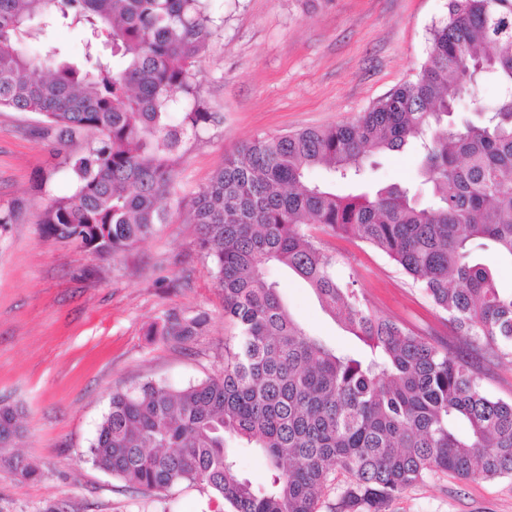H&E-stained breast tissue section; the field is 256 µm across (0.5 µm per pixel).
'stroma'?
I'll use <instances>...</instances> for the list:
<instances>
[{"instance_id":"1","label":"stroma","mask_w":512,"mask_h":512,"mask_svg":"<svg viewBox=\"0 0 512 512\" xmlns=\"http://www.w3.org/2000/svg\"><path fill=\"white\" fill-rule=\"evenodd\" d=\"M213 37L199 63V94L217 123L181 144L178 195L206 185L225 156L262 136L352 122L414 81L448 0H207ZM38 116L0 112V208L21 205L0 228V399L18 406L17 450L38 469L0 473V512H210L180 487L158 496L128 489L88 456L113 392L147 381L180 389L224 367V299L197 246L195 225L173 217L112 258L39 236L37 209L73 185L41 138ZM418 177L413 147L378 157L370 183ZM337 271L379 315L467 354L485 392L512 401V364L469 348L425 293L359 238L325 237ZM291 315L338 348L356 339L293 273L271 268ZM204 314L189 347L167 340V315ZM385 512H512V477L462 480L437 471L390 500Z\"/></svg>"}]
</instances>
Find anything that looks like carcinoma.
<instances>
[{
  "mask_svg": "<svg viewBox=\"0 0 512 512\" xmlns=\"http://www.w3.org/2000/svg\"><path fill=\"white\" fill-rule=\"evenodd\" d=\"M60 20L89 33L80 67L25 50ZM211 36L205 0H0V110L43 117L75 185L40 209L42 238L116 257L170 223L180 143L216 120L198 94ZM487 82L496 100L455 125L458 101ZM81 136L93 145L73 158ZM411 142L427 198L356 180ZM318 167L330 178L308 179ZM183 213L236 329L224 370L178 390L148 381L112 394L89 448L96 467L143 494L196 487L218 512H316L338 468L351 480L336 512H382L434 470L512 476V401L489 397L447 345L371 310L313 233L354 234L384 253L455 332L512 363V290L480 260L512 262V0H448L415 81L353 123L249 142ZM271 266L304 280L364 348L308 334ZM204 323L171 315L162 335L186 345ZM22 430L21 411L0 403V472L33 478L6 453ZM231 440L260 454L266 484L239 473Z\"/></svg>",
  "mask_w": 512,
  "mask_h": 512,
  "instance_id": "obj_1",
  "label": "carcinoma"
}]
</instances>
